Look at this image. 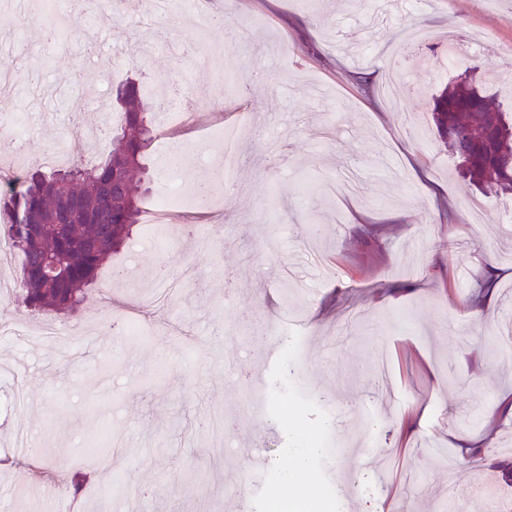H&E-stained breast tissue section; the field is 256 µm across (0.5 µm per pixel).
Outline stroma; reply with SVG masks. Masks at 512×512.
Returning a JSON list of instances; mask_svg holds the SVG:
<instances>
[{
    "mask_svg": "<svg viewBox=\"0 0 512 512\" xmlns=\"http://www.w3.org/2000/svg\"><path fill=\"white\" fill-rule=\"evenodd\" d=\"M228 26L185 4L104 17L64 0V41H49L30 11L0 10V51L14 90L6 112L25 119L26 148L89 160L108 152L80 132L112 111L111 85L132 80L172 111L148 150L142 227L164 219V252L132 239L104 264L101 287L81 308L55 315L71 329L68 356L35 331L40 312L0 303L19 338H0V367L26 363L23 420L34 455L18 447L9 384L0 381V512H269L287 500L285 424L321 441L312 478L324 512H442L448 469L435 449L459 456L456 436L483 442L479 466L458 468V512H499L512 483V221L468 211L480 192L431 119L432 100L474 65L512 120V8L434 0L371 11L350 0H220ZM424 41H410L413 29ZM482 31L466 65L448 61L447 33ZM222 47L232 90L195 72L199 39ZM403 50L410 76L399 101L383 83L370 94L355 75H384ZM243 128L246 179L207 212L158 216L172 180L157 167L168 145H187L186 179L212 153L215 132ZM445 191L430 200L414 169ZM132 261L135 281L120 283ZM190 269L182 293L152 304L162 271ZM502 270L496 302L469 297ZM111 370H104V362ZM122 435L126 484L111 464L83 465L89 445ZM350 471L351 492L337 472ZM88 483L59 497L75 471Z\"/></svg>",
    "mask_w": 512,
    "mask_h": 512,
    "instance_id": "obj_1",
    "label": "stroma"
}]
</instances>
